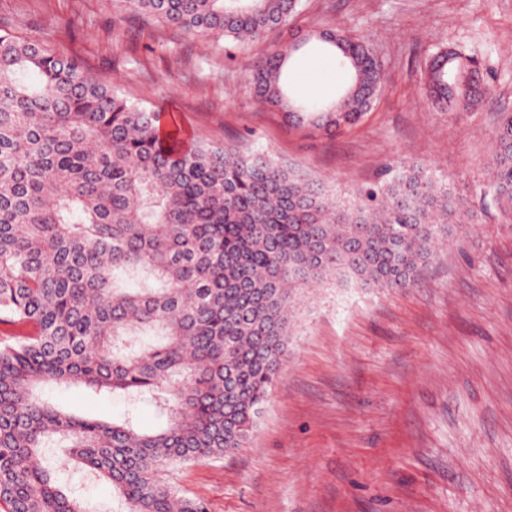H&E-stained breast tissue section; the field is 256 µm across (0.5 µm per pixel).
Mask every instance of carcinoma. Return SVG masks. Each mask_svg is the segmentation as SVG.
<instances>
[{
	"instance_id": "1",
	"label": "carcinoma",
	"mask_w": 512,
	"mask_h": 512,
	"mask_svg": "<svg viewBox=\"0 0 512 512\" xmlns=\"http://www.w3.org/2000/svg\"><path fill=\"white\" fill-rule=\"evenodd\" d=\"M146 21L245 43L289 23L302 0H117ZM353 81L331 107L297 105L274 46L249 72L255 95L332 133L382 84L364 39L323 28ZM483 64L438 52L426 92L443 112L479 102L463 83ZM475 207L452 178L401 159L375 185L341 192L268 151L186 143L174 115L128 102L112 80L44 43L0 31V512H89L57 469L109 484L119 512H208L171 478L246 446L288 361L309 289L406 290L436 246L512 223V112L500 113ZM83 386L148 399L165 419L70 413L45 389Z\"/></svg>"
}]
</instances>
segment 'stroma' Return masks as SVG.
<instances>
[{
  "label": "stroma",
  "mask_w": 512,
  "mask_h": 512,
  "mask_svg": "<svg viewBox=\"0 0 512 512\" xmlns=\"http://www.w3.org/2000/svg\"><path fill=\"white\" fill-rule=\"evenodd\" d=\"M303 4L290 24L228 53L113 0H0V30L77 58L131 103L175 113L187 138L267 150L339 190L410 158L477 191L498 115L512 112V0ZM325 26L368 39L384 67L370 110L331 135L289 125L246 76L271 46ZM449 48L486 64L489 92L474 111H438L425 94L430 60ZM293 58L299 90L337 70L309 46ZM49 395L80 415L162 424L146 401L83 387ZM174 480L209 512H512V224L474 225L413 288L327 284L306 297L247 446Z\"/></svg>",
  "instance_id": "obj_1"
}]
</instances>
